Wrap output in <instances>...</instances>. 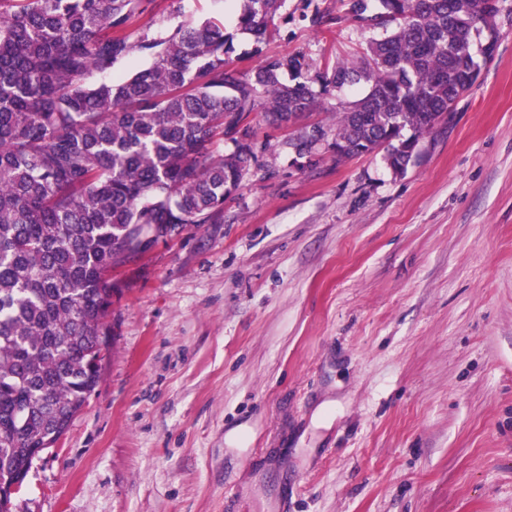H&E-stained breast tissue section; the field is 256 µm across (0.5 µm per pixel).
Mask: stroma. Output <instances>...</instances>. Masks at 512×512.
<instances>
[{"mask_svg": "<svg viewBox=\"0 0 512 512\" xmlns=\"http://www.w3.org/2000/svg\"><path fill=\"white\" fill-rule=\"evenodd\" d=\"M142 7L135 40L217 11ZM346 11L286 0L234 69L359 59L383 31ZM357 93L251 114L223 212L113 270L98 384L13 512H512V22L404 174L293 148Z\"/></svg>", "mask_w": 512, "mask_h": 512, "instance_id": "obj_1", "label": "stroma"}]
</instances>
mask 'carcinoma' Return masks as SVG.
<instances>
[{
  "instance_id": "carcinoma-1",
  "label": "carcinoma",
  "mask_w": 512,
  "mask_h": 512,
  "mask_svg": "<svg viewBox=\"0 0 512 512\" xmlns=\"http://www.w3.org/2000/svg\"><path fill=\"white\" fill-rule=\"evenodd\" d=\"M235 31L260 51L285 0H238ZM349 0L347 19H382L355 64L305 77L300 54L231 69L224 19L130 40L139 0H0V484L29 472L94 391L91 357L110 336L112 269L147 224H205L258 161L251 113L280 124L321 90L340 101L336 160L382 151L403 174L500 39L503 0ZM134 73L92 85L137 54ZM234 150L217 154L215 138Z\"/></svg>"
}]
</instances>
